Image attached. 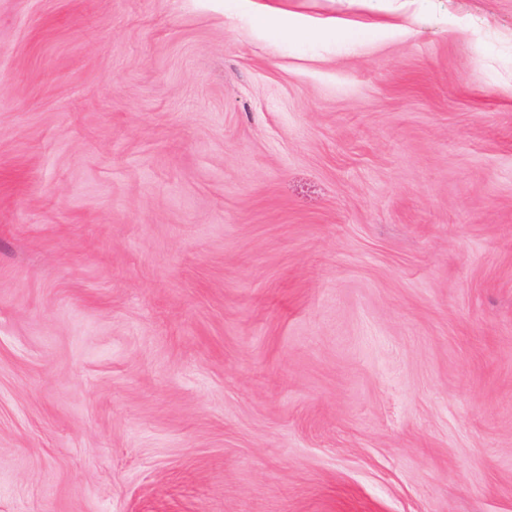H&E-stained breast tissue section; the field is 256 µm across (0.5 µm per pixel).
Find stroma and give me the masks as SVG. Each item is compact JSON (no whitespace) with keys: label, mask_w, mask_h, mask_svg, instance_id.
<instances>
[{"label":"stroma","mask_w":512,"mask_h":512,"mask_svg":"<svg viewBox=\"0 0 512 512\" xmlns=\"http://www.w3.org/2000/svg\"><path fill=\"white\" fill-rule=\"evenodd\" d=\"M268 2L0 0V512H512V0ZM278 31L281 35H287L295 40H306L309 38L323 36L330 32L336 34H348L350 32L348 22L341 18L331 17L324 20L320 25H309L300 21H288L287 25L280 26Z\"/></svg>","instance_id":"obj_1"}]
</instances>
